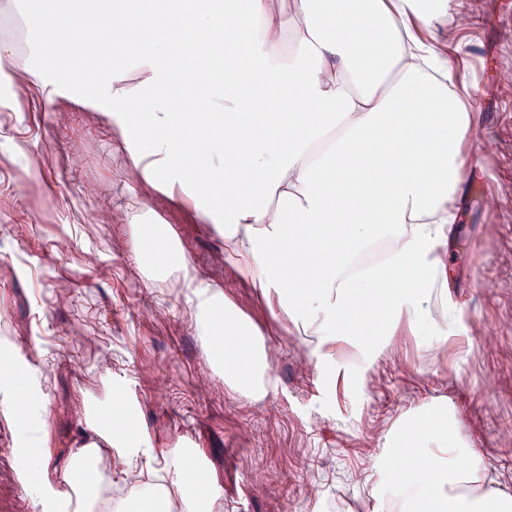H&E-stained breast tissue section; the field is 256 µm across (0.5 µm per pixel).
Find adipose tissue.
I'll list each match as a JSON object with an SVG mask.
<instances>
[{"label":"adipose tissue","instance_id":"adipose-tissue-1","mask_svg":"<svg viewBox=\"0 0 512 512\" xmlns=\"http://www.w3.org/2000/svg\"><path fill=\"white\" fill-rule=\"evenodd\" d=\"M92 12L85 55L70 20ZM22 43L0 41L8 109L53 107L66 79L98 72L76 102L94 112L135 180L131 215L155 197L188 208L224 259L279 313L326 378L341 347L364 370L392 359L398 327L447 332L444 256L454 203L482 130L470 86H454L451 0H0ZM205 151L181 154L191 141ZM145 285L172 280L210 366L255 399L276 388L263 335L200 277L165 224H134ZM316 261L305 272L303 259ZM16 342L0 337V423L16 432L15 480L41 512H220L188 450L157 454L130 429L136 397L84 408L92 439L50 477L49 404ZM369 479L378 512H512L444 404L411 410L380 439ZM124 493L112 495L109 474Z\"/></svg>","mask_w":512,"mask_h":512}]
</instances>
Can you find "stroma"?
Wrapping results in <instances>:
<instances>
[{
    "label": "stroma",
    "mask_w": 512,
    "mask_h": 512,
    "mask_svg": "<svg viewBox=\"0 0 512 512\" xmlns=\"http://www.w3.org/2000/svg\"><path fill=\"white\" fill-rule=\"evenodd\" d=\"M452 5L448 44L467 66L456 80L472 87L485 130L471 148L474 174L456 203L446 260L448 302L462 309L465 328L444 341L401 328L391 338L395 361L370 370L360 390L327 381L299 337L226 265L220 240L160 197L155 211L200 276L272 346L277 388L263 400L207 378L188 299L164 283L145 286L122 249L133 176L113 155L109 130L66 100L22 119L0 104V336L38 348L32 365L50 407L52 473L64 475L90 440L84 405L102 397L108 370L135 392L133 420L157 452L193 448L222 512H372L365 449L433 399L454 408L457 436L512 492V0ZM19 143L30 156L16 152Z\"/></svg>",
    "instance_id": "obj_1"
}]
</instances>
